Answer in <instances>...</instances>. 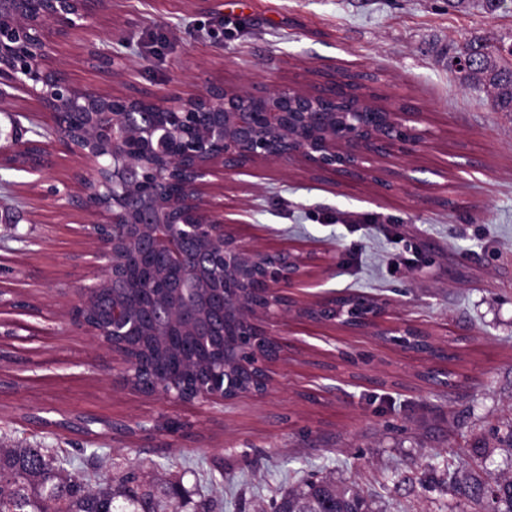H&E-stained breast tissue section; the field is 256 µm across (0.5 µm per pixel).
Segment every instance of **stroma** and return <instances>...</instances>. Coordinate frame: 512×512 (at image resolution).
<instances>
[{
    "label": "stroma",
    "instance_id": "stroma-1",
    "mask_svg": "<svg viewBox=\"0 0 512 512\" xmlns=\"http://www.w3.org/2000/svg\"><path fill=\"white\" fill-rule=\"evenodd\" d=\"M98 38L57 44L78 84L116 94H190L213 83L256 92L316 85L321 74L373 72L383 102L423 112L428 147L397 159L412 180L394 191L271 161L216 183L224 219L260 251L314 256L316 298L387 301L389 321L430 332L455 357L448 382L421 378L423 357L370 335L294 317L292 348L265 397L212 406L148 399L116 382V362L68 321L59 287L89 280V243L61 208L83 162L39 172L0 167V288L39 308L0 334V446L83 448L104 473L141 467L179 483L185 512H265L289 486L317 478L358 485L371 512H492L456 494L473 470L512 475V114L464 88L448 59L464 42L512 44V0H107ZM115 53L103 72L93 47ZM37 102H0V137L46 131ZM91 412L128 423L159 415L188 434L76 436L27 421Z\"/></svg>",
    "mask_w": 512,
    "mask_h": 512
}]
</instances>
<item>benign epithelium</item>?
Instances as JSON below:
<instances>
[{
    "label": "benign epithelium",
    "instance_id": "benign-epithelium-1",
    "mask_svg": "<svg viewBox=\"0 0 512 512\" xmlns=\"http://www.w3.org/2000/svg\"><path fill=\"white\" fill-rule=\"evenodd\" d=\"M104 0H0V84L36 101L64 150L85 161L72 177L64 208L72 231L92 244L81 256L97 270L89 284L66 283L70 325L117 357L123 388L153 399L210 405L243 394L264 396L284 360L279 331L287 315L371 333L443 361L427 332L386 320V304L356 296L352 318L338 298L301 301L312 259L290 250L260 252L224 222V203L206 188L268 161L300 163L346 181L369 179L389 189L412 177L388 164L428 144L406 106L377 103L370 84L327 74L307 89L274 92L211 84L197 94L114 95L75 84L57 67L56 42L93 36L90 20ZM55 161L43 142L0 146V164L38 171ZM94 221L86 224L82 215ZM192 351L193 388L143 372L156 358ZM93 433L99 417L76 413L54 424ZM154 419L159 434L183 431Z\"/></svg>",
    "mask_w": 512,
    "mask_h": 512
}]
</instances>
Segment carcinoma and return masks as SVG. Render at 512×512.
I'll return each mask as SVG.
<instances>
[{
    "mask_svg": "<svg viewBox=\"0 0 512 512\" xmlns=\"http://www.w3.org/2000/svg\"><path fill=\"white\" fill-rule=\"evenodd\" d=\"M471 65L452 66L462 84L483 89L497 112H512V52L493 43L473 40L458 48L457 57ZM99 456L60 457L46 448H0V512H184L180 486H170L171 502L146 484L144 474L128 471L117 478L88 480L98 475ZM461 488L474 502L494 496L495 512H512V477L484 480L473 472ZM275 512H370L367 499L354 486L338 487L319 480L293 488Z\"/></svg>",
    "mask_w": 512,
    "mask_h": 512,
    "instance_id": "carcinoma-1",
    "label": "carcinoma"
}]
</instances>
